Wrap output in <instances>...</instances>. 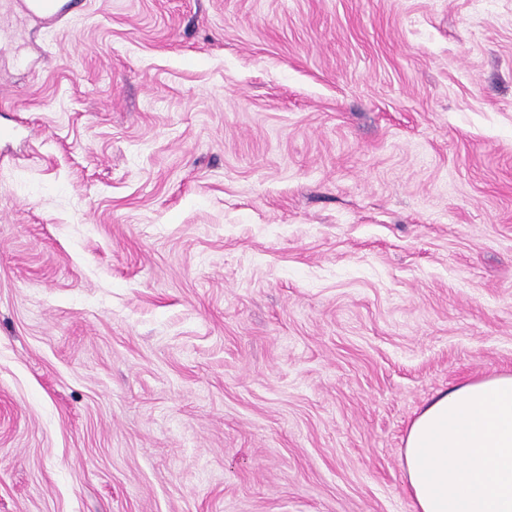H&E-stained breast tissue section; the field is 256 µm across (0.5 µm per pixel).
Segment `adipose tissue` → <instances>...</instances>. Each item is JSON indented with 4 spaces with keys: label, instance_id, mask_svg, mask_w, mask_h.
I'll list each match as a JSON object with an SVG mask.
<instances>
[{
    "label": "adipose tissue",
    "instance_id": "1",
    "mask_svg": "<svg viewBox=\"0 0 512 512\" xmlns=\"http://www.w3.org/2000/svg\"><path fill=\"white\" fill-rule=\"evenodd\" d=\"M403 466L414 512H512V375L438 392L407 431Z\"/></svg>",
    "mask_w": 512,
    "mask_h": 512
}]
</instances>
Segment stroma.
<instances>
[{"instance_id": "1", "label": "stroma", "mask_w": 512, "mask_h": 512, "mask_svg": "<svg viewBox=\"0 0 512 512\" xmlns=\"http://www.w3.org/2000/svg\"><path fill=\"white\" fill-rule=\"evenodd\" d=\"M512 374V0L0 8V512H412Z\"/></svg>"}]
</instances>
